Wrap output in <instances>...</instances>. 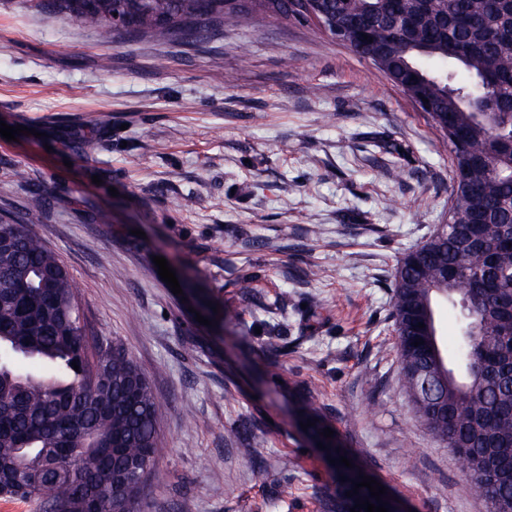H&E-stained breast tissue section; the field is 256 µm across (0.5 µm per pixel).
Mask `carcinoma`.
<instances>
[{
    "label": "carcinoma",
    "mask_w": 512,
    "mask_h": 512,
    "mask_svg": "<svg viewBox=\"0 0 512 512\" xmlns=\"http://www.w3.org/2000/svg\"><path fill=\"white\" fill-rule=\"evenodd\" d=\"M323 21L342 24L355 52L382 58L394 84L425 95L452 152L463 147L461 177L473 200L454 210L472 224L439 225L395 271L392 313L401 386L418 419L463 465L472 494L512 500V0H311ZM119 16L129 36L201 37L242 17L303 20L279 0H49L43 23L67 17L114 40ZM480 80L496 95L484 115L466 100ZM0 496L37 500L43 512H142L141 492L159 450V417L145 374L117 342L90 339L79 297L55 253L28 219L0 222ZM458 309V340L448 358L439 338V301ZM424 327H418V324ZM19 357L42 371L22 374ZM79 370H74L72 362ZM329 426L309 396L296 405ZM320 500L348 512L376 500L353 497L355 476Z\"/></svg>",
    "instance_id": "1"
}]
</instances>
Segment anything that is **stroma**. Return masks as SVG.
Listing matches in <instances>:
<instances>
[{"label":"stroma","instance_id":"obj_1","mask_svg":"<svg viewBox=\"0 0 512 512\" xmlns=\"http://www.w3.org/2000/svg\"><path fill=\"white\" fill-rule=\"evenodd\" d=\"M0 119L31 129L0 138V216L42 194L33 230L156 395L144 512H319L336 474L294 413L307 391L407 512H487L400 387L391 317L399 260L452 216L453 155L372 62L309 22L106 47L68 18L45 27L41 0H0ZM157 256L193 295L171 292ZM205 301L220 307L208 326ZM265 322L285 338L276 379L259 375Z\"/></svg>","mask_w":512,"mask_h":512}]
</instances>
